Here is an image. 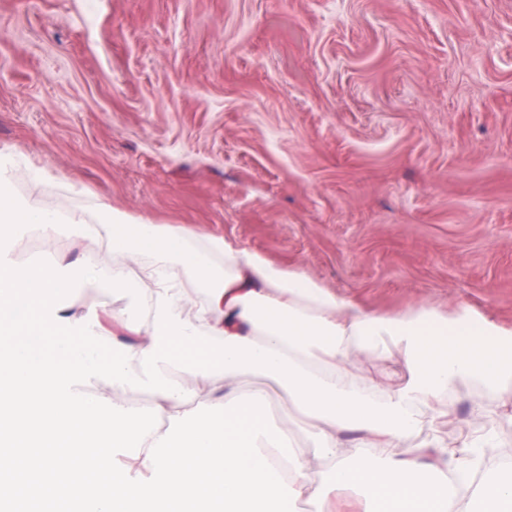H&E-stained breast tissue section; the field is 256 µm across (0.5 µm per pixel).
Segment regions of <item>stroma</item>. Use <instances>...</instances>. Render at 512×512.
<instances>
[{
  "label": "stroma",
  "mask_w": 512,
  "mask_h": 512,
  "mask_svg": "<svg viewBox=\"0 0 512 512\" xmlns=\"http://www.w3.org/2000/svg\"><path fill=\"white\" fill-rule=\"evenodd\" d=\"M3 148L18 194L60 177L43 207L104 197L374 311L512 320V0H0Z\"/></svg>",
  "instance_id": "obj_1"
}]
</instances>
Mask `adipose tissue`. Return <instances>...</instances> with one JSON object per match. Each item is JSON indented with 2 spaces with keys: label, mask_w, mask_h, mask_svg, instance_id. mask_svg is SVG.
<instances>
[{
  "label": "adipose tissue",
  "mask_w": 512,
  "mask_h": 512,
  "mask_svg": "<svg viewBox=\"0 0 512 512\" xmlns=\"http://www.w3.org/2000/svg\"><path fill=\"white\" fill-rule=\"evenodd\" d=\"M12 163L0 151V505L47 491L76 512H291L301 500L334 512L343 496L357 512H512V469L475 478L482 457L512 458L492 437L512 420V324L470 305L375 313L224 236L135 220L102 199L101 266H21L14 238L49 240L87 219L39 205L54 181L43 168L31 196L17 195ZM65 290L120 293L128 306L106 326L74 312ZM361 356L377 363L367 382L352 377ZM247 369L287 395L278 422L268 389L240 393ZM92 378L154 404L76 390ZM474 383L492 397L477 406L480 427L448 437L450 395ZM77 439L120 454L124 470Z\"/></svg>",
  "instance_id": "adipose-tissue-1"
}]
</instances>
